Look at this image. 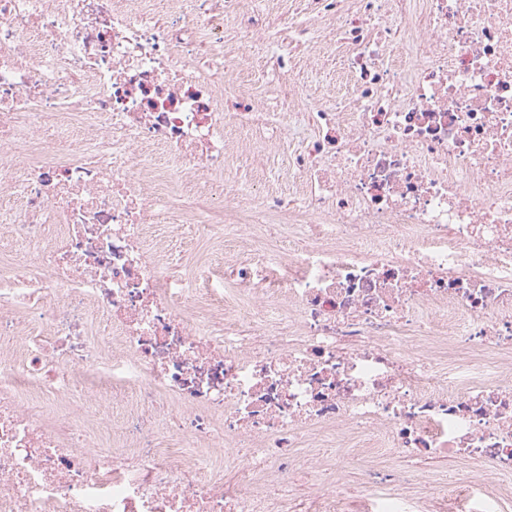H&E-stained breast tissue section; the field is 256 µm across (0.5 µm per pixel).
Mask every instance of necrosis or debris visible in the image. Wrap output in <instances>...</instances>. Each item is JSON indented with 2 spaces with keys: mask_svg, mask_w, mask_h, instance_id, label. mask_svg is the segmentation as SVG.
I'll return each instance as SVG.
<instances>
[{
  "mask_svg": "<svg viewBox=\"0 0 512 512\" xmlns=\"http://www.w3.org/2000/svg\"><path fill=\"white\" fill-rule=\"evenodd\" d=\"M273 3L0 0V512L512 495V0H299L274 26L344 66L335 104L297 109L293 84L274 122L252 94L224 104L244 53L289 69L258 25ZM266 126L265 152L305 144L290 193L227 187ZM278 222L287 250L194 288L156 241ZM339 448L401 464L349 491Z\"/></svg>",
  "mask_w": 512,
  "mask_h": 512,
  "instance_id": "1",
  "label": "necrosis or debris"
}]
</instances>
